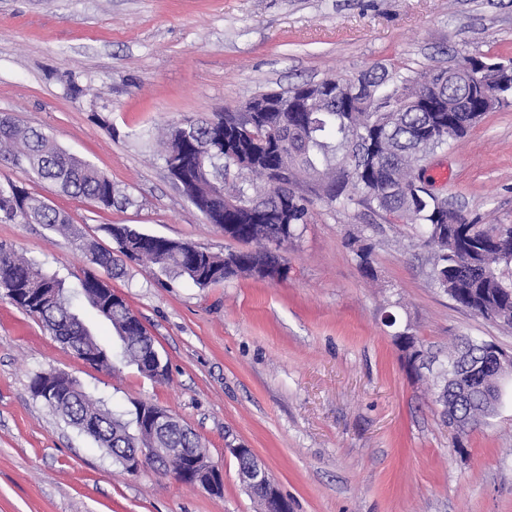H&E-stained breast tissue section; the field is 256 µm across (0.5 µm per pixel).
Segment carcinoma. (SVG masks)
Returning <instances> with one entry per match:
<instances>
[{
	"instance_id": "cac0c4a2",
	"label": "carcinoma",
	"mask_w": 512,
	"mask_h": 512,
	"mask_svg": "<svg viewBox=\"0 0 512 512\" xmlns=\"http://www.w3.org/2000/svg\"><path fill=\"white\" fill-rule=\"evenodd\" d=\"M473 82L485 87L497 99V107L512 100V86L493 80V68L485 59L469 55ZM424 76L442 86L441 100L448 96L467 99L470 121L453 122L447 112H432L423 101L427 87L418 79L398 71H372L367 103L336 96L310 112H261L251 122L239 120L237 112H222L197 120L190 139L182 140L173 128L160 138V156L165 166L190 162L195 154L208 152L206 165L187 184L192 205L206 220L244 245L226 254L197 251V245L140 232L128 224H107L104 231L124 260L116 262L113 251L82 240L69 217L48 207L44 200L14 182H0V222L21 221L41 224L55 232H67L91 265L109 277L125 273L127 263H150L165 272L185 276L199 287L223 282L240 274H259L269 265L285 267L281 251L310 223V200L284 187L272 185L271 163L287 165L296 175L328 179L326 198L330 204H353L382 212L397 221L421 226L424 245L430 249L433 280L463 308L505 326H512V224H476L424 186V162L435 150L462 138L477 122L482 102L467 98V86L448 82L447 70L432 69ZM26 166L38 177L54 184L59 192L112 207V180L92 164L64 150L42 130L23 127L10 119L0 121V155ZM249 164L239 168L237 158ZM224 183V195L234 201L224 212L212 208L208 188ZM0 288L19 307L38 318L58 341L72 345L69 329L75 327L81 346L95 351L100 359L89 362L98 369L116 370L117 365H134L157 382L168 379L169 371L157 373L147 356L154 340L133 317L129 306L106 310L112 299L108 280L89 271L72 289L23 257L11 245L0 243ZM103 289L91 310L108 322L118 335L112 350L101 343L80 319L88 291ZM486 344L467 341L456 347L449 361L457 364L463 356L482 365L473 374V390L458 402L459 415L473 429L490 415L486 391L496 375L493 362L486 360ZM47 373L34 374L33 395L68 424L105 449L121 463L117 449L200 448L191 428L174 419L172 429L155 436L144 433L146 418L139 410L129 421L110 412L74 380L55 371L52 395L46 393Z\"/></svg>"
}]
</instances>
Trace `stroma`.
I'll return each instance as SVG.
<instances>
[{"label":"stroma","instance_id":"35a3bbf8","mask_svg":"<svg viewBox=\"0 0 512 512\" xmlns=\"http://www.w3.org/2000/svg\"><path fill=\"white\" fill-rule=\"evenodd\" d=\"M512 59V0H0V116L52 135L112 181V207L59 193L0 156V181L50 200L85 238L107 224L235 248L158 157L163 127L209 118L266 92L384 67L413 76L467 55ZM86 89L73 96L67 80ZM468 219L512 224V105L486 113L426 161ZM312 221L281 281L204 288L150 264L112 279L169 362L158 384L76 358L0 292V512H259L230 449L265 464L292 512H512V391L488 425L457 436L396 335L445 360L461 338L512 351V329L435 284L415 224L308 192ZM371 248L362 269L349 245ZM0 242L76 285L90 265L40 224L0 223ZM61 371L117 413L146 400L198 434L224 476L215 494L131 475L36 399L35 373Z\"/></svg>","mask_w":512,"mask_h":512}]
</instances>
